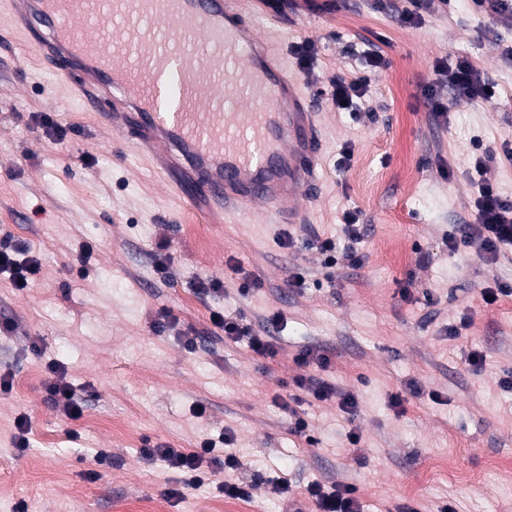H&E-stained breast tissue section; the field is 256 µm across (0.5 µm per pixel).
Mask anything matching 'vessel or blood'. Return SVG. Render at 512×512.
I'll return each instance as SVG.
<instances>
[{
  "mask_svg": "<svg viewBox=\"0 0 512 512\" xmlns=\"http://www.w3.org/2000/svg\"><path fill=\"white\" fill-rule=\"evenodd\" d=\"M2 15L191 209L291 221L318 185L311 97L243 0H0Z\"/></svg>",
  "mask_w": 512,
  "mask_h": 512,
  "instance_id": "obj_1",
  "label": "vessel or blood"
}]
</instances>
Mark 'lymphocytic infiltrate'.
<instances>
[{"instance_id": "lymphocytic-infiltrate-1", "label": "lymphocytic infiltrate", "mask_w": 512, "mask_h": 512, "mask_svg": "<svg viewBox=\"0 0 512 512\" xmlns=\"http://www.w3.org/2000/svg\"><path fill=\"white\" fill-rule=\"evenodd\" d=\"M435 71L440 83L448 87V98H484L494 87L493 82L463 57L451 65L437 63ZM448 98H441L430 88L424 91L427 106L439 117L446 116L449 110ZM493 158V151L488 150L474 159V221L461 226L459 235L448 239L449 251L454 252L464 246L490 263L498 260L505 247H512V196L502 195L485 177L488 164ZM342 223L346 246H339L335 238L318 234L306 240L307 247L318 251L326 266L334 267L344 260L353 265L364 261L363 255L356 250L357 243L364 236V227L359 222L357 212L345 211ZM40 271L38 257L25 242H0V275L8 276L16 290L30 288ZM281 319V314L275 313L256 327L245 323L242 318L221 311L212 312L210 316L214 330L223 333L225 342L246 343L254 354L266 359L276 358L279 354V345L273 333ZM293 363L296 367V373L291 378L294 393L288 401L283 402V409H290L292 403L297 402L299 395L303 394L321 403H335L348 416L356 415L358 401L354 394L320 376L321 371L331 365L326 350L318 347L303 348L295 355ZM234 442V434L227 430L218 439H202L198 447L190 452L148 442L144 444L141 454L148 460H163L171 470L178 473L175 486L164 490L167 499H182L188 490L210 483L225 498L248 500L252 498L258 482L244 478L246 466L243 459L233 451ZM268 483L284 503L292 505L293 512H362L363 504L358 488L348 482L327 485L315 480L299 491L293 488L287 473L283 472L269 478Z\"/></svg>"}]
</instances>
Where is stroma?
I'll use <instances>...</instances> for the list:
<instances>
[{"instance_id":"1","label":"stroma","mask_w":512,"mask_h":512,"mask_svg":"<svg viewBox=\"0 0 512 512\" xmlns=\"http://www.w3.org/2000/svg\"><path fill=\"white\" fill-rule=\"evenodd\" d=\"M246 3L289 65L297 63L295 44L315 43L313 70L303 79L309 89L371 75L352 109L315 101L319 188L300 202L307 224L325 237H341L342 212L359 210L366 260L331 270L302 245L282 248L283 225L266 223L258 209L221 223L188 211L142 153L71 99L0 20V237L27 243L42 264L23 292L0 277V322L15 323L0 334V376L13 380L0 395V512L21 501L27 512H136L149 501L164 512H219L225 499L208 485L179 502L164 500L175 474L145 460L140 448L148 438L189 449L227 430L250 476L284 470L296 486L348 481L365 512L406 504L417 512L448 504L455 512H512V483L490 466L512 458V388L497 383L512 374V294L490 306L480 297L482 288L512 286V250L487 265L471 249L449 252L446 242L473 219L469 170L485 148L499 152L487 179L512 196V158L501 155L512 147V60L503 54L512 26L489 28L471 0H449L412 24L379 0H338L330 11L302 2L279 18L261 12L258 0ZM376 54L390 65L374 73ZM460 56L495 83L496 94L459 100L447 119L433 118L422 90L436 61ZM41 113L78 135L54 141L36 120ZM88 241L96 248L84 277L75 262ZM162 242L168 248L160 259ZM298 268L306 278L300 293L288 286ZM247 275L264 286L244 297ZM204 276L223 280V293H198ZM162 308L177 322L157 332L151 321ZM215 310L256 326L281 313L277 359L225 343L209 320ZM450 325L459 326L457 339H448ZM190 328L198 335L191 352L182 346ZM306 346L330 351L325 380L358 399L352 420L335 404L303 399L298 411L313 427V445L290 433L287 411L273 400L288 395L282 382ZM475 350L482 366L469 359ZM52 362L67 369L84 408L79 419H66L46 399ZM413 380L439 400L407 396ZM395 394L402 408L392 406ZM199 402L208 407L203 420L191 412ZM22 414L31 426L23 453L13 444ZM354 426L362 434L355 449L345 445ZM98 448L111 451L112 464L93 479L86 472ZM438 455L466 481L428 476Z\"/></svg>"}]
</instances>
